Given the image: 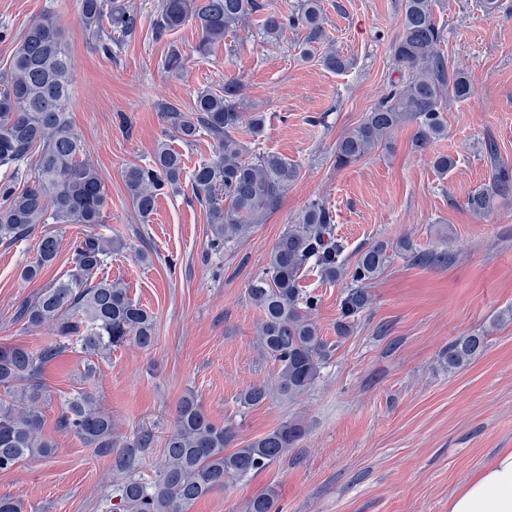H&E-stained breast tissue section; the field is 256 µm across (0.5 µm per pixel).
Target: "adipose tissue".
I'll return each instance as SVG.
<instances>
[{
	"instance_id": "adipose-tissue-1",
	"label": "adipose tissue",
	"mask_w": 512,
	"mask_h": 512,
	"mask_svg": "<svg viewBox=\"0 0 512 512\" xmlns=\"http://www.w3.org/2000/svg\"><path fill=\"white\" fill-rule=\"evenodd\" d=\"M448 512H512V449L477 472L449 500Z\"/></svg>"
}]
</instances>
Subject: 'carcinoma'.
I'll return each mask as SVG.
<instances>
[{
    "instance_id": "1",
    "label": "carcinoma",
    "mask_w": 512,
    "mask_h": 512,
    "mask_svg": "<svg viewBox=\"0 0 512 512\" xmlns=\"http://www.w3.org/2000/svg\"><path fill=\"white\" fill-rule=\"evenodd\" d=\"M261 9L258 0H159L155 35L192 23L200 34L196 52L204 56ZM79 20L107 54L112 53V35L128 38L139 26L138 15L116 0H79ZM290 27L306 30L302 56L311 58L316 45L326 39L318 0H304L291 15L271 10L262 20L263 34L270 41L279 40ZM442 39L433 0H403L401 30L392 53L397 64L408 70V78L391 83L360 123L337 141L336 166L346 167L372 148L389 145L394 130L407 121L417 126L412 140L417 152L445 135L443 95L465 99L472 81L467 73L449 69L436 53ZM163 67L180 74L187 59L173 49ZM72 84L73 67L59 24L50 15L34 21L19 40L9 69L0 72V243L27 238L40 224H81L85 230L71 241V260L63 277L19 311L27 326L50 327L54 341L38 350L0 345V473L12 471L23 460L48 458L55 451V442L43 433L44 410L52 399L42 382L48 363L73 346L86 355L83 377L91 379L97 373L94 358L128 344L147 350L156 340L154 315L131 299L122 284L98 276L112 252L111 242L93 230L104 223L108 193L70 118ZM158 111L165 123L164 139L155 145L148 165L130 167L125 174L128 192L145 223L160 192L178 190L185 174L183 155L169 145V138L190 144L205 134L213 141V158L191 173L195 196L208 210L213 249L264 223L299 178V167L276 153L246 159L250 148L240 132L245 128L259 136L264 118L248 117L242 111L241 83L236 78L225 80L217 90L198 92L190 112L169 102L158 103ZM34 153L39 158L29 175L24 165ZM509 197L512 167L495 162L488 184L468 197L467 206L474 215L487 217L499 200ZM332 224L329 208L311 201L301 221L275 241L265 267L247 289L250 302L262 314L257 344L277 364V372L273 382L252 384L239 394L243 408L259 406L276 393L290 400L303 395L338 348V342L321 334L314 319L318 296L300 288L305 269H317L328 282L350 281L336 322V337L343 338L353 332L357 317L369 305L366 284L382 272L390 248L434 264L447 259L438 250L421 254L406 239L395 245L379 240L350 263ZM60 246L58 234L41 235L35 258L22 269L21 277H39L55 262ZM486 348L483 334L458 337L448 345V371L466 367ZM58 427L100 457L120 453L110 512H190L197 501L265 470L305 434L300 422H285L228 453L231 428L213 422L190 393L177 406L155 478L148 482L134 471L136 450L150 447L151 437L143 435L132 445H120L116 423L95 393L82 389L66 399ZM274 505L271 490L254 498L249 512H273Z\"/></svg>"
}]
</instances>
